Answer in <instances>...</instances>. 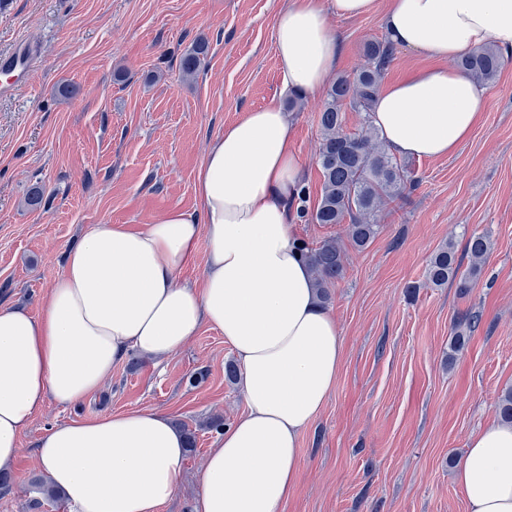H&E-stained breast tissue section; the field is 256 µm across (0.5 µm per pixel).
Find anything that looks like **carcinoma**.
I'll use <instances>...</instances> for the list:
<instances>
[{"label":"carcinoma","mask_w":512,"mask_h":512,"mask_svg":"<svg viewBox=\"0 0 512 512\" xmlns=\"http://www.w3.org/2000/svg\"><path fill=\"white\" fill-rule=\"evenodd\" d=\"M208 53V45L197 42L180 59L185 77L198 72ZM393 55L390 43L372 39L363 47L364 64L350 76H341L330 87L319 114L320 140L316 163L321 172L322 191L317 205L307 206V190L301 191L296 215L308 224H345L347 238L357 250H363L380 232L377 217L388 200L401 196L415 185L416 175L405 162L391 154L371 125L370 112L384 70ZM457 66L478 83L494 80L503 66V58L495 44L488 42L457 61ZM363 114L356 132L344 129L345 109ZM489 250L483 234L473 233L464 244L470 264L465 271L456 260L455 244L448 241L431 258L426 272L429 285L441 287L458 282L465 294L478 279ZM321 302L330 300L335 282L346 270V249L335 238L310 247L302 245Z\"/></svg>","instance_id":"carcinoma-1"}]
</instances>
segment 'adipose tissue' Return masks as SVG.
I'll use <instances>...</instances> for the list:
<instances>
[{
  "label": "adipose tissue",
  "mask_w": 512,
  "mask_h": 512,
  "mask_svg": "<svg viewBox=\"0 0 512 512\" xmlns=\"http://www.w3.org/2000/svg\"><path fill=\"white\" fill-rule=\"evenodd\" d=\"M377 11L390 43L434 66L379 89L373 126L392 153L453 154L486 96L456 62L489 41L512 51V0H287L274 31L284 91L317 93L335 73L340 40L328 14ZM303 185L289 116L270 101L212 140L199 208H173L135 229L93 225L67 252L38 315L0 310V469L14 464L46 401L77 403L130 353L167 358L207 325L236 356L246 410L205 457L194 512H281L298 480L299 437L343 357L292 223ZM201 245V285L180 282ZM185 448L167 414L136 409L54 425L35 457L69 512H161ZM455 482L468 512H512V423L493 420L469 435Z\"/></svg>",
  "instance_id": "1"
}]
</instances>
